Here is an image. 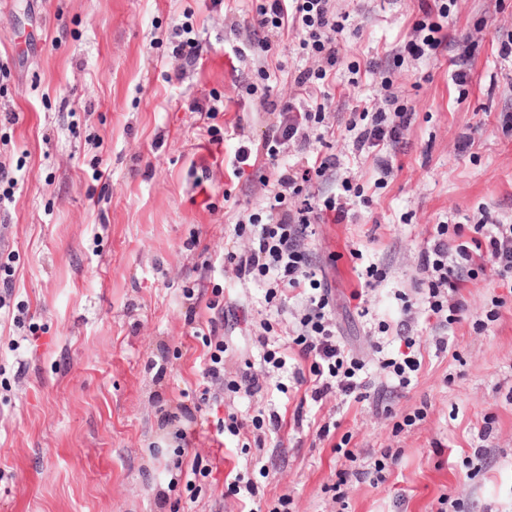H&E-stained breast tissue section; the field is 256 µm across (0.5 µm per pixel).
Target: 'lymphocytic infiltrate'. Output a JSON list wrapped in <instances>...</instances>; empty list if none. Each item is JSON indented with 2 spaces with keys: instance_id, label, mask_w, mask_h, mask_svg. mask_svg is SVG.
<instances>
[{
  "instance_id": "1",
  "label": "lymphocytic infiltrate",
  "mask_w": 512,
  "mask_h": 512,
  "mask_svg": "<svg viewBox=\"0 0 512 512\" xmlns=\"http://www.w3.org/2000/svg\"><path fill=\"white\" fill-rule=\"evenodd\" d=\"M421 12L404 45L405 52L416 60L436 55L444 43L440 26L431 20L435 11L425 4ZM243 25L249 40L259 39L268 44L292 35L309 50L317 64L295 70V87L306 90L329 82L338 61V36L346 27V19L337 14L333 0H261L255 14L244 20ZM203 54L204 45L191 24L175 28L168 43V55L176 62L172 79L181 80L185 70L196 66ZM258 100L263 111L274 115L275 120L262 140L239 145L232 171L240 175L249 167L268 169L263 203L258 212L238 222L236 235L245 239L246 244L241 249H228L224 264L240 281L267 282L269 298L285 291L299 297L288 347L296 351L301 361L300 367L293 370L296 384L304 388L300 405L322 403L332 394L346 402L368 401L371 393L366 363L347 349L342 340L333 311L332 289L325 279L318 277L309 248L315 225L342 223L350 207L349 198L336 194L320 199L306 195L314 180L327 176L339 165L336 153L323 149L324 106L317 103L304 107L295 100L272 96L266 88ZM389 104L386 111L361 110L359 123L349 126L354 134L355 152L374 154L377 169L384 178L393 171L387 149L398 143L402 129L410 125L413 117L398 96H391ZM292 145L303 155V162H284V153ZM300 195L305 198L303 205L293 206L292 198ZM488 264L497 268L501 279H512V224H477L470 230L461 224L437 225L429 246L419 257L421 304L404 300L396 327H379L383 333L395 330L405 345L404 352L378 360L394 388H408L421 368V359L412 352L417 343L412 334L414 324L422 319L432 320L445 329L461 323L467 312L458 297L463 277ZM207 307L215 315L210 318L205 335L203 380L220 389L228 387L249 397L257 395L266 382L279 378L286 358L268 349L263 353L264 374L228 371L224 307L215 300L208 301Z\"/></svg>"
}]
</instances>
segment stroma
Masks as SVG:
<instances>
[{
  "label": "stroma",
  "instance_id": "35a3bbf8",
  "mask_svg": "<svg viewBox=\"0 0 512 512\" xmlns=\"http://www.w3.org/2000/svg\"><path fill=\"white\" fill-rule=\"evenodd\" d=\"M255 0H0V156L22 160L14 201L0 208V253L12 255L14 295L26 306L23 326L0 317V512H240L224 479L256 480L253 512H271L289 495L292 512H437V499H460L464 512H512V289L493 270L461 294L467 319L454 325L448 350L436 353L434 325L419 323L422 369L408 389H388L375 362L379 323L396 325V292L416 293L418 255L440 224H512V0H450L437 22L448 42L437 58L396 63L419 0H335L351 24L341 36L336 77L313 89L327 101L330 142L341 165L316 184L319 194L342 180L363 187L352 216L320 224L311 242L315 269L336 299L347 348L369 359L367 381L385 410L345 404L331 395L306 405L301 425L266 438L262 449L217 438L218 419L281 410L286 392L256 397L212 390L200 401L197 358L204 346L186 321L185 289L234 309L224 324L230 369L264 371L258 339L264 321L288 334L296 301L284 293L269 309L265 289L232 273L205 274L224 261L234 226L260 201V171L232 177L229 158L247 136L262 138L269 117L249 90L266 68L272 96L297 91L289 76L314 65L297 38L250 50L231 62L240 36L225 12L253 13ZM192 24L205 45L201 65L167 81L166 41ZM467 40L459 57L457 43ZM374 62L371 73L357 65ZM467 74L456 96V71ZM396 93L413 111L395 148L383 188L374 158H353L347 125L359 101ZM222 99L223 110L209 106ZM224 138L209 143L208 129ZM103 170L95 179L94 170ZM199 235L201 249L190 248ZM360 249L384 273L359 316L351 295L361 287ZM503 305L486 328L492 298ZM200 409L208 425L181 447L165 415L176 405ZM423 420L395 431L416 408ZM332 424L329 436L318 429ZM362 465L382 448L402 456L386 481L348 482L347 508L330 487L344 460L343 436ZM489 448L477 475L464 452ZM213 464L191 498L177 458ZM266 467L268 480L258 477Z\"/></svg>",
  "mask_w": 512,
  "mask_h": 512
}]
</instances>
